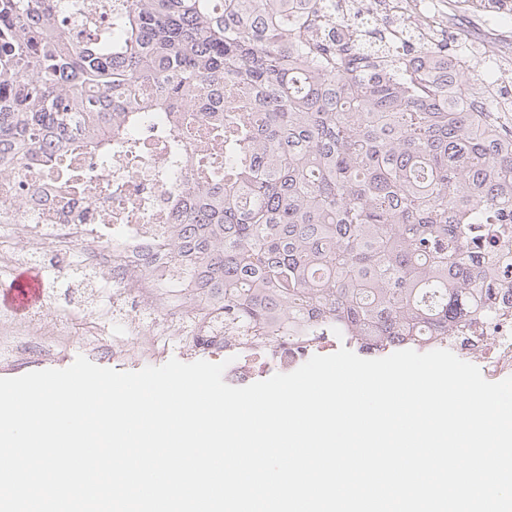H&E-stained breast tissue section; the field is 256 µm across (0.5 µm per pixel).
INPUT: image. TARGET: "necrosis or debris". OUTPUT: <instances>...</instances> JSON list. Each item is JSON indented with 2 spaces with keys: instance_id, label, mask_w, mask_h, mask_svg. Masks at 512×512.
Instances as JSON below:
<instances>
[{
  "instance_id": "1",
  "label": "necrosis or debris",
  "mask_w": 512,
  "mask_h": 512,
  "mask_svg": "<svg viewBox=\"0 0 512 512\" xmlns=\"http://www.w3.org/2000/svg\"><path fill=\"white\" fill-rule=\"evenodd\" d=\"M67 161L87 181L86 190L71 188L55 170L41 166L32 167L23 179L0 175V223L25 226L27 263L63 273L71 270L69 257L75 249L104 252L112 276V323L124 335L113 342V355L124 354L128 336L142 337L144 348L155 356L171 338L194 335L202 326L211 335H223V312L198 318L186 263L167 252L166 231L180 205L169 187L176 179L193 182L195 168L190 159L172 153L164 119H154L136 156L117 149L105 162L85 154L69 155ZM148 259L155 270L141 274ZM166 284L180 290L183 308H168L162 290ZM77 327L93 336L98 324L38 309L17 324L1 313L0 356L8 351L7 336H68ZM456 349L461 356L476 358L487 379L512 375V309L472 323L457 339Z\"/></svg>"
}]
</instances>
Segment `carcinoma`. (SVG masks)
I'll use <instances>...</instances> for the list:
<instances>
[{"label":"carcinoma","mask_w":512,"mask_h":512,"mask_svg":"<svg viewBox=\"0 0 512 512\" xmlns=\"http://www.w3.org/2000/svg\"><path fill=\"white\" fill-rule=\"evenodd\" d=\"M0 0V168L140 150L154 112L195 151V120L229 90L206 144L222 160L168 238L224 344L363 355L448 344L512 302V129L495 94L432 45H342L331 0ZM117 20L73 33L67 15Z\"/></svg>","instance_id":"cac0c4a2"}]
</instances>
